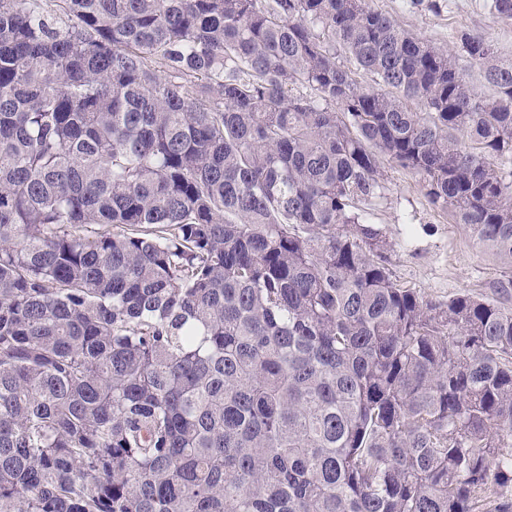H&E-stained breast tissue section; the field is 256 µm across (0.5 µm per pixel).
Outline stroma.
<instances>
[{"mask_svg": "<svg viewBox=\"0 0 512 512\" xmlns=\"http://www.w3.org/2000/svg\"><path fill=\"white\" fill-rule=\"evenodd\" d=\"M417 37L455 46L466 30L483 35L502 58L512 59V21L490 9V0H371ZM385 195L372 207V219L395 245L390 267L404 286L426 299L442 301L457 292L493 296L505 270L492 253L474 246L464 225L432 206L419 177L392 162L383 164Z\"/></svg>", "mask_w": 512, "mask_h": 512, "instance_id": "obj_1", "label": "stroma"}]
</instances>
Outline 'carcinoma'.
<instances>
[{
    "label": "carcinoma",
    "mask_w": 512,
    "mask_h": 512,
    "mask_svg": "<svg viewBox=\"0 0 512 512\" xmlns=\"http://www.w3.org/2000/svg\"><path fill=\"white\" fill-rule=\"evenodd\" d=\"M457 48L493 94L369 0H0V512H512V279L368 218L386 158L512 266ZM386 190L372 206V220L395 243L390 268L404 286L426 299L448 300L460 291L494 296L493 283L506 265L473 245L463 224L432 206L419 177L383 160Z\"/></svg>",
    "instance_id": "1"
}]
</instances>
